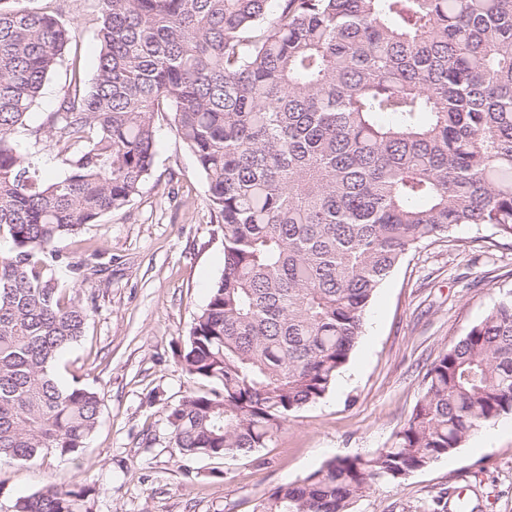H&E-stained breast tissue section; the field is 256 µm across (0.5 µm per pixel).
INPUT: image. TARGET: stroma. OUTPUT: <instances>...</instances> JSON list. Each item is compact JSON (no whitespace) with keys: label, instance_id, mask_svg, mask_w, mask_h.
Instances as JSON below:
<instances>
[{"label":"stroma","instance_id":"35a3bbf8","mask_svg":"<svg viewBox=\"0 0 512 512\" xmlns=\"http://www.w3.org/2000/svg\"><path fill=\"white\" fill-rule=\"evenodd\" d=\"M78 28L80 76L92 81L99 51L93 0H34ZM152 171L125 208L66 240L73 262L107 265L92 287L64 272L94 309L84 336L59 357L61 384L102 400L99 425L79 457L0 466V502L44 486L95 485V512H255L277 486L326 461L385 447L408 420L438 353L458 341L512 289V241L486 226H458L448 241L408 252L381 284L364 332L326 396L290 416L275 441L249 456L184 461L167 415L206 391L175 353L224 266L223 236L196 161L168 121L157 128ZM452 454L378 488L355 512H424L439 495H471L477 512H512V415Z\"/></svg>","mask_w":512,"mask_h":512}]
</instances>
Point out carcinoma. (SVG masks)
Instances as JSON below:
<instances>
[{
    "mask_svg": "<svg viewBox=\"0 0 512 512\" xmlns=\"http://www.w3.org/2000/svg\"><path fill=\"white\" fill-rule=\"evenodd\" d=\"M0 0V463L81 452L101 398L54 374L92 308L58 248L127 206L168 118L222 224L224 268L179 357L211 389L170 409L188 460L268 447L323 399L403 256L461 224L512 240V0H95V76L26 119L76 30ZM51 139L45 176L17 139ZM512 415V290L443 349L391 443L274 488L256 512H354ZM47 486L0 512H92Z\"/></svg>",
    "mask_w": 512,
    "mask_h": 512,
    "instance_id": "1",
    "label": "carcinoma"
}]
</instances>
